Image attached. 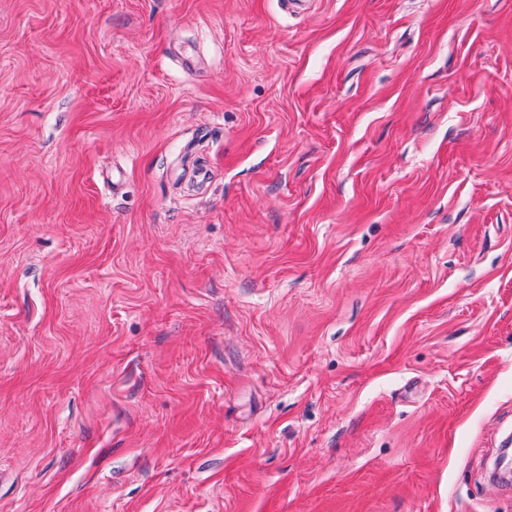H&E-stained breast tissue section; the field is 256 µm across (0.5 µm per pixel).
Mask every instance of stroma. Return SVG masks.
Here are the masks:
<instances>
[{
	"label": "stroma",
	"mask_w": 512,
	"mask_h": 512,
	"mask_svg": "<svg viewBox=\"0 0 512 512\" xmlns=\"http://www.w3.org/2000/svg\"><path fill=\"white\" fill-rule=\"evenodd\" d=\"M0 0V512H512V0Z\"/></svg>",
	"instance_id": "35a3bbf8"
}]
</instances>
